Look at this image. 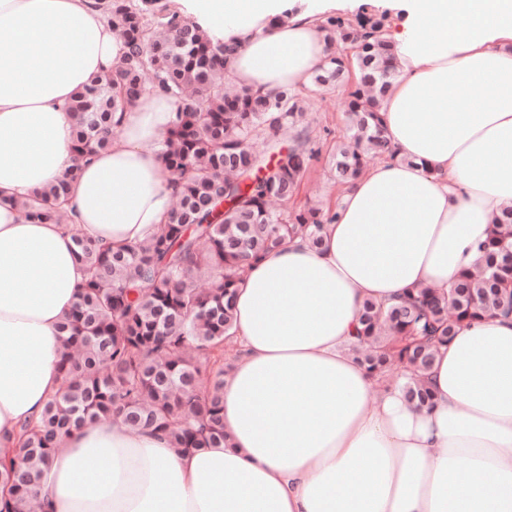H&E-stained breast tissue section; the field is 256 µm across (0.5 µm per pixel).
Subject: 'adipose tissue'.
<instances>
[{
    "instance_id": "ef3b65f1",
    "label": "adipose tissue",
    "mask_w": 512,
    "mask_h": 512,
    "mask_svg": "<svg viewBox=\"0 0 512 512\" xmlns=\"http://www.w3.org/2000/svg\"><path fill=\"white\" fill-rule=\"evenodd\" d=\"M178 2L237 43L239 86L300 90L329 54L320 10L287 20L288 0ZM388 3L406 13L380 112L395 155L345 188L320 246L297 238L248 267L228 444L178 452L118 417L76 429L39 512H512V315L440 348L422 410L402 376L375 382L348 351L365 301L447 289L512 202V0ZM122 52L96 0H0V454L62 387L59 326L82 282L74 234L135 244L170 209L159 142L174 105L161 90L118 113L110 148L74 160L67 106ZM74 165L75 231L22 221L15 198Z\"/></svg>"
}]
</instances>
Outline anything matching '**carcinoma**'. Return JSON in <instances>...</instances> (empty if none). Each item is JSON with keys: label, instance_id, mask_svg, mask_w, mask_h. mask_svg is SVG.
Instances as JSON below:
<instances>
[{"label": "carcinoma", "instance_id": "1", "mask_svg": "<svg viewBox=\"0 0 512 512\" xmlns=\"http://www.w3.org/2000/svg\"><path fill=\"white\" fill-rule=\"evenodd\" d=\"M101 8L124 52L115 68L73 96V150L87 158L109 148L116 113L160 88L175 105L159 142L175 205L134 245L114 249L74 236L84 282L59 326L64 389L50 397L39 420L21 426L17 454L0 457V512L38 508L34 489L66 437L110 416L137 431L165 433L181 452L228 441L224 342L233 336L237 285L249 263L291 238L318 246L335 218L320 204L273 206L298 193L321 154L298 92L229 85L237 46L213 40L163 0H104ZM320 30L329 42L354 49L328 57L308 79L313 91L348 87L346 130L333 155V177L348 185L368 156H394L379 116L396 77L394 49L383 20L370 16L328 17ZM78 171L76 165L69 178L19 197L20 216L74 224L67 204ZM479 251L480 264L446 293L412 289L397 305L367 300L359 310L350 353L381 380L400 370L404 396L417 409L430 404L425 375L438 348L460 327L512 311V205L492 220Z\"/></svg>", "mask_w": 512, "mask_h": 512}]
</instances>
